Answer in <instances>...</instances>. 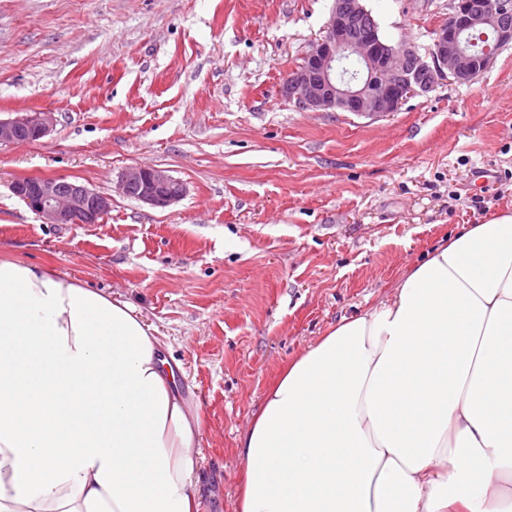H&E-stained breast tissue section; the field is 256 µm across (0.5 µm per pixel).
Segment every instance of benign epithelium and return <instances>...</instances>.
Wrapping results in <instances>:
<instances>
[{"mask_svg":"<svg viewBox=\"0 0 512 512\" xmlns=\"http://www.w3.org/2000/svg\"><path fill=\"white\" fill-rule=\"evenodd\" d=\"M512 0H451L448 20L433 32L425 53L407 44L391 45L377 33V23L363 0H335L324 35L287 75L283 93L302 111L339 109L359 116L384 117L415 94L428 93L448 80L472 82L486 68L497 47L512 43ZM490 24L494 48L474 54L462 44L463 31ZM55 123L52 112H17L0 118V145L37 141ZM126 197L166 207L184 195L166 170L130 167L118 181ZM13 193L45 224H98L112 209V196L61 178H28L12 184Z\"/></svg>","mask_w":512,"mask_h":512,"instance_id":"benign-epithelium-1","label":"benign epithelium"}]
</instances>
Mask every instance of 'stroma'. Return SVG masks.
<instances>
[{"instance_id": "obj_1", "label": "stroma", "mask_w": 512, "mask_h": 512, "mask_svg": "<svg viewBox=\"0 0 512 512\" xmlns=\"http://www.w3.org/2000/svg\"><path fill=\"white\" fill-rule=\"evenodd\" d=\"M450 0H365L426 51ZM334 0H0V116H55L0 146V256L137 307L202 422L198 512H236L239 443L288 363L388 295L463 225L512 210V45L376 119L283 94ZM132 166L183 198L123 196ZM111 194L97 224H45L13 182ZM118 190L154 207H166L184 195L182 185L167 173L155 167H130L125 169L118 181Z\"/></svg>"}]
</instances>
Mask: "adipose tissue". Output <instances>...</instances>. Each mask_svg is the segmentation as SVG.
Listing matches in <instances>:
<instances>
[{
  "instance_id": "adipose-tissue-1",
  "label": "adipose tissue",
  "mask_w": 512,
  "mask_h": 512,
  "mask_svg": "<svg viewBox=\"0 0 512 512\" xmlns=\"http://www.w3.org/2000/svg\"><path fill=\"white\" fill-rule=\"evenodd\" d=\"M141 312L0 260V512H196L201 419ZM239 512H512V211L282 373Z\"/></svg>"
}]
</instances>
